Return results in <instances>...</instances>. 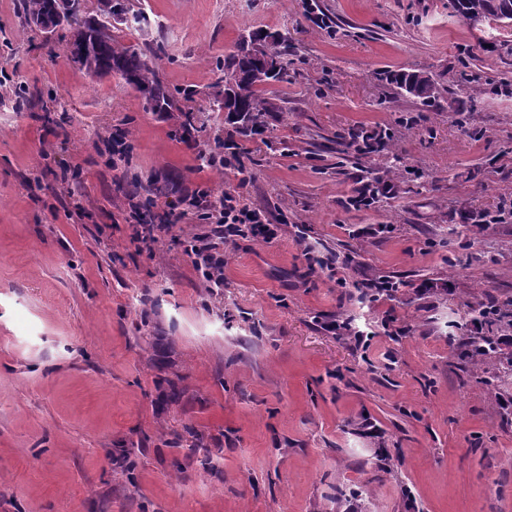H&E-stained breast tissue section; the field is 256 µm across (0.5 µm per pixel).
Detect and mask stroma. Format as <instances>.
I'll return each instance as SVG.
<instances>
[{
	"instance_id": "1",
	"label": "stroma",
	"mask_w": 512,
	"mask_h": 512,
	"mask_svg": "<svg viewBox=\"0 0 512 512\" xmlns=\"http://www.w3.org/2000/svg\"><path fill=\"white\" fill-rule=\"evenodd\" d=\"M308 2L140 0L137 42L171 92L197 91L186 137L0 0V512H512V426L450 341L474 293L512 298V223L472 228L456 265L447 246L466 213L512 208V26L476 31L451 0H316L322 29ZM256 29L292 43L279 110L238 138L241 168L204 166L225 139L217 63ZM387 70L425 72L434 101ZM361 128L391 129L406 166L370 208L315 147ZM135 180L171 184L152 252L126 217ZM227 190L282 232L228 247L212 290L189 195ZM383 276L395 298H349Z\"/></svg>"
}]
</instances>
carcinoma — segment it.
Returning <instances> with one entry per match:
<instances>
[{"label":"carcinoma","instance_id":"cac0c4a2","mask_svg":"<svg viewBox=\"0 0 512 512\" xmlns=\"http://www.w3.org/2000/svg\"><path fill=\"white\" fill-rule=\"evenodd\" d=\"M88 0H18L17 9L26 26L34 28L40 19L64 14L63 30L67 31L69 44L85 49L78 64L87 74L105 77L112 74L125 81H132L139 88L148 90L151 99L147 107L153 112L170 115L179 112L184 116L185 133L195 126L193 111L181 106V101H191L196 90L186 88L176 97L164 84L156 65L157 54L148 44L142 47L126 46L112 35V22H127L133 18L139 24L145 19L134 0H108L103 8L89 9ZM455 12L472 28L478 30L490 23H502L503 16L512 14V0H452ZM279 60L275 73H269L268 60ZM221 76L215 83V96L223 92L224 81L237 77V91L228 106L231 112L244 114L240 124L224 121L227 129V146L233 147L234 135H248L262 130L266 117L279 111L270 98H263L258 91L273 82L288 79V50L285 40L261 30H252L242 36L235 50L219 64ZM398 94L411 97L422 105H429L435 98V85L418 70L394 73L389 77ZM392 140V135L363 131L349 132L345 142L348 149L358 155L375 152V145ZM460 328L465 330L457 338L455 356L463 366L477 371V379L489 389L499 387L506 376H512V352L506 353L498 343L499 333L512 332V299L500 300L491 292L481 290L467 303Z\"/></svg>","mask_w":512,"mask_h":512}]
</instances>
